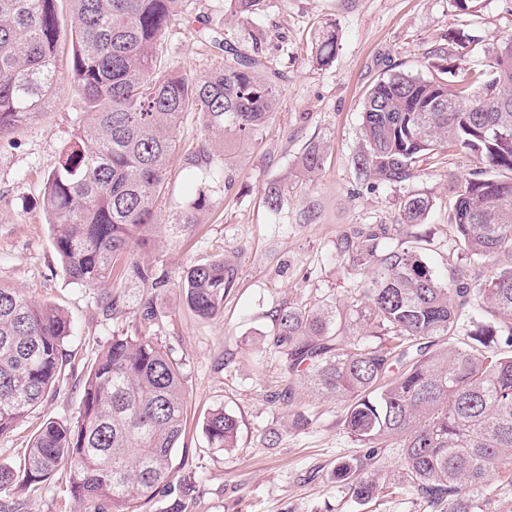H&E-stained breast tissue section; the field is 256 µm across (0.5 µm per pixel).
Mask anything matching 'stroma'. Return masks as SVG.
<instances>
[{"instance_id": "1", "label": "stroma", "mask_w": 512, "mask_h": 512, "mask_svg": "<svg viewBox=\"0 0 512 512\" xmlns=\"http://www.w3.org/2000/svg\"><path fill=\"white\" fill-rule=\"evenodd\" d=\"M185 8L187 18L166 37V60L174 68L201 77L222 67L223 52L208 44L216 29L243 49L259 46L282 74L275 115L255 140L229 148L232 184H207L208 206L199 224L157 230L172 286L160 300L165 315L151 334L179 363L184 378L186 430L173 468L176 480L197 487L190 512H435L416 494L394 491L402 480L395 448L381 454L371 500L355 498L335 477L339 462L365 454L344 428L343 402L306 397L307 427L285 428V411L275 399L287 378L285 367L262 342L272 329L268 313L282 302L328 298L343 304L357 297L363 278L347 269L338 250L355 229L388 226L381 240L385 249L422 240L438 273L459 264L458 238L448 221L450 180L478 170L477 160L463 152L434 154L403 184L360 185L354 157L361 145L362 102L394 66L424 77L432 65L452 67L453 58L439 53L451 33L463 31L488 46L511 35L512 0H472L466 12L454 0H265L247 23L232 17L224 0H187ZM329 23L336 26L338 50L322 67L314 42ZM70 60L69 46H62L54 102L0 140V284L64 310L73 327L65 347L74 368L13 433L0 437L2 467L18 465L46 419L76 417L97 352L133 323L129 312L104 319L95 305L96 289L64 277L41 208L45 179L81 112L68 81ZM208 139L198 113H185L163 211L195 194L198 185L183 158ZM311 142L328 147L314 181L296 167L297 156ZM282 178L291 190L282 209L273 212L263 202L264 192ZM414 193L429 197L434 206L423 223L398 225V202ZM225 255L239 267L238 285L221 314L198 318L185 304L181 279L190 266ZM215 408L239 421L232 452L207 445L202 424ZM273 430L280 438L270 448L265 436ZM467 496L472 512H512V465L469 488ZM0 504L14 512H81L60 475L33 490L17 485L2 491Z\"/></svg>"}]
</instances>
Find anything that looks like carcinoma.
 Wrapping results in <instances>:
<instances>
[{"mask_svg":"<svg viewBox=\"0 0 512 512\" xmlns=\"http://www.w3.org/2000/svg\"><path fill=\"white\" fill-rule=\"evenodd\" d=\"M65 32L58 0H0V137L45 111L58 88V52L70 39L71 86L85 115L75 139L45 182L43 207L65 277L98 289L105 319L136 306L134 332L117 334L99 352L84 381L78 416L47 419L25 449L18 469L0 466V490L15 482L38 486L59 472L71 496L88 512H138L161 494L167 512H187L196 486L173 480V453L185 432V393L179 364L150 334L171 287L164 260L115 261L156 247L158 202L187 112L198 113L217 136L185 158L199 183L224 177L226 138L244 142L278 106L281 73L253 47L249 54L216 35L224 68L190 78L165 66L167 32L185 0H70ZM230 14L247 22L263 0H227ZM448 55L463 62L456 79L423 78L396 70L379 79L362 105V148L354 157L361 178L402 184L428 154L466 152L482 164L453 185L450 221L470 262L491 267L477 285L462 266L439 277L412 243L386 250L387 227L367 226L340 242L347 267L367 277L361 297L338 307L285 302L269 312L266 346L283 355L288 383L278 393L291 428L308 419L298 394L346 403L344 426L367 448L342 462L336 474L368 500L365 470L385 448L399 449L406 486L444 512H471L463 490L486 482L512 462V35L478 51L479 40L457 32ZM336 27L318 37L316 59L334 60ZM482 53L481 61L469 58ZM324 149L304 147L297 167L314 178ZM288 182L265 190L277 210ZM207 195L185 200L170 224L199 223ZM431 209L420 194L406 195L399 223L419 224ZM239 270L227 257L191 266L182 288L187 307L212 318L236 286ZM471 308L473 330L455 338ZM387 342L372 346L366 337ZM71 324L62 309L32 301L0 285V436L48 396L66 363ZM505 340L510 350L499 347ZM238 420L222 408L208 413L209 447L230 452Z\"/></svg>","mask_w":512,"mask_h":512,"instance_id":"cac0c4a2","label":"carcinoma"}]
</instances>
